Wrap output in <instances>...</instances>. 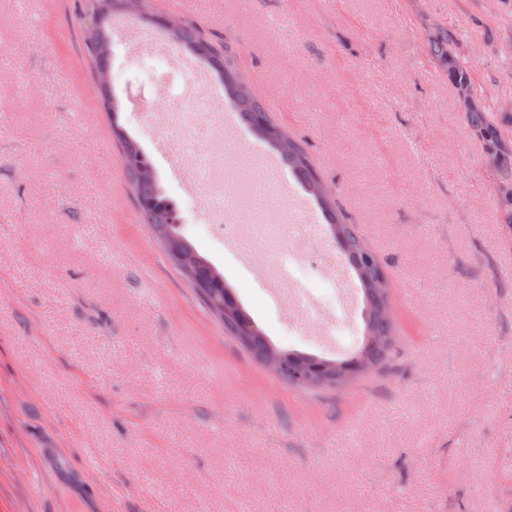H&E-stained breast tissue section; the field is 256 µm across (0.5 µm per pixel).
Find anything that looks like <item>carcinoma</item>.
<instances>
[{"instance_id":"carcinoma-1","label":"carcinoma","mask_w":512,"mask_h":512,"mask_svg":"<svg viewBox=\"0 0 512 512\" xmlns=\"http://www.w3.org/2000/svg\"><path fill=\"white\" fill-rule=\"evenodd\" d=\"M93 11L91 0L80 4L81 18L85 21L84 49L99 83L102 109L112 116V138L122 150L121 160L142 222L150 227L167 260L201 294L207 307L212 309L217 304L224 305V331L262 364L274 355L280 356L283 359L280 379L290 386L294 385L293 371L297 368L306 367L333 377L344 366L364 364L374 369L384 364L394 352L393 328L390 311L387 309L389 286L385 268L377 256L370 264L363 261L362 252L368 247L367 242L356 225L348 223L336 211L334 199L312 165L302 142L290 136L287 131L271 125L266 107L254 98L250 86L239 79L235 63L236 51L206 36L188 21L178 30L168 33V37L181 49L205 64L219 78L224 87V96L233 104L244 127L277 154L281 163L312 196L321 210L327 232L343 249L348 266L362 286L365 334L351 354L341 360L275 347L246 311L234 289L224 280V274L199 254L184 236L178 204L167 195L149 156L119 122L121 102L112 89V16H107L96 26L91 22ZM429 53L448 63L459 85L460 94L467 95L466 77L449 57L448 41L443 38L433 39L429 43ZM465 111L470 113V126L485 137H490L484 129L485 120L481 109L469 103ZM182 253L194 256L193 264L185 269L177 262V256Z\"/></svg>"}]
</instances>
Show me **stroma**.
<instances>
[{
  "label": "stroma",
  "instance_id": "stroma-1",
  "mask_svg": "<svg viewBox=\"0 0 512 512\" xmlns=\"http://www.w3.org/2000/svg\"><path fill=\"white\" fill-rule=\"evenodd\" d=\"M150 7L239 49L384 260L395 354L304 389L228 337L134 207L76 0H0V512H512V0ZM112 39L121 121L186 237L276 347L317 353L269 294L281 247L209 233ZM429 53L434 57L446 61L451 68V72L459 85L460 95L465 96L468 100L465 112H469L471 114L469 117L470 126L474 130L479 131L486 138L492 139V136L489 134V132L484 129L485 120L484 116L481 114V109L472 104L468 99L467 81L465 75L463 74L462 70H460L459 66H457L448 55V40H445L444 38H435L430 41Z\"/></svg>",
  "mask_w": 512,
  "mask_h": 512
}]
</instances>
